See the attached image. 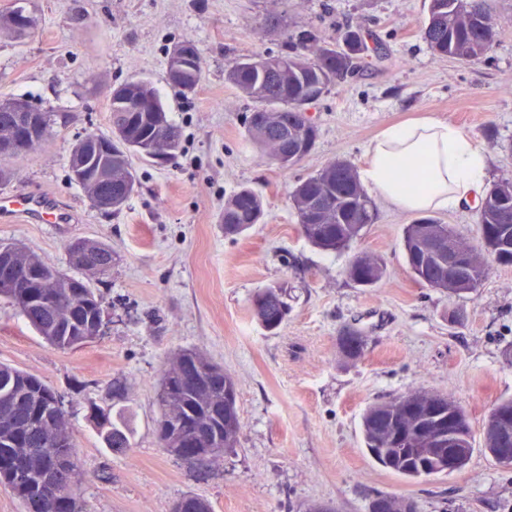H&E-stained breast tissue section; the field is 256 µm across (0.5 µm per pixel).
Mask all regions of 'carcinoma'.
Returning a JSON list of instances; mask_svg holds the SVG:
<instances>
[{"label": "carcinoma", "instance_id": "obj_1", "mask_svg": "<svg viewBox=\"0 0 512 512\" xmlns=\"http://www.w3.org/2000/svg\"><path fill=\"white\" fill-rule=\"evenodd\" d=\"M427 22L421 37L434 55L462 62H476L487 56L495 37V0H471V8L461 0H428ZM184 51L183 93L195 91L203 68L202 53L193 42H181ZM254 58L271 63L270 69L259 70L237 62L227 79L240 93L254 102L245 127L249 140L262 156L283 169L301 163L314 149L319 127L306 117L312 104L331 87L364 75L387 59L383 43L366 27L350 25L337 30L336 41L327 42L314 29L290 34L276 55L256 54ZM112 136L110 152L103 165L112 175V188H121L112 196V210L122 206L136 192L137 183L130 157L139 154L159 160L174 154L181 141V130L168 120L157 90L147 81L131 83L126 93L112 99ZM304 238L323 251L337 252L351 246L373 223L375 202L364 190L355 167L346 160L326 164L317 173L300 180L289 195ZM478 232L499 231L505 224L512 229V181L493 183L477 207ZM263 201L253 190L242 187L224 199L221 223L224 234L236 236L260 222ZM444 225L433 216L421 215L404 230V239H430ZM458 247L472 262L475 279L482 280L493 263L481 246L454 234ZM14 263L20 268L42 267L51 272L43 286L28 293L26 288H0V296L9 299L37 333L51 346L70 351L88 343L95 336L100 300L95 289L83 280L56 270L47 259L20 246L10 245ZM85 253L70 259L83 272L105 276L112 269V248L102 241H84ZM385 275L380 257L369 252L356 256L346 268L347 278L362 288H373ZM415 281L427 288L450 294L470 292V288L452 285L434 270ZM264 301L253 306V316L263 330L275 334L288 317L289 307L281 286H268L260 291ZM339 351L346 361L364 354L365 340L355 329H347L338 337ZM199 363L215 368L204 356L191 349L175 353L165 364L158 391L160 416L157 424L175 425L185 421L205 422L212 413L224 409V394L236 391L232 376L224 374V383L214 386L188 383L172 391L168 382ZM437 398L430 391H416L405 396L369 406L362 418V435L368 454L374 459H388L386 468L409 479L428 478L422 463L424 451L434 447L433 437L415 432L416 416L408 412L414 404L426 410ZM104 443L119 452L129 447L126 430L112 420V409L90 407ZM402 423L407 437L395 442L389 425ZM243 423L237 410L224 417V425L210 429L212 454L208 461L238 446ZM53 449L62 456H75L73 431L60 396L39 377L0 363V456L10 454L22 459L26 466L19 473L0 478L13 491L22 512H60L55 499H71L69 512H84L80 489L86 479L78 464L66 475L51 479L43 470L41 450Z\"/></svg>", "mask_w": 512, "mask_h": 512}]
</instances>
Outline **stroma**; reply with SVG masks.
<instances>
[{
	"instance_id": "stroma-1",
	"label": "stroma",
	"mask_w": 512,
	"mask_h": 512,
	"mask_svg": "<svg viewBox=\"0 0 512 512\" xmlns=\"http://www.w3.org/2000/svg\"><path fill=\"white\" fill-rule=\"evenodd\" d=\"M497 37L475 64L431 53L419 30L425 0H26L36 28L0 33V100L21 98L58 115L35 150L0 160L13 173L0 194L43 193L70 211L68 224L0 223L18 243L77 276L69 241L112 247V270L91 279L107 315L102 335L72 351L49 345L0 297V362L34 374L62 398L76 439L84 512H170L192 494L213 512H365L379 493L418 512H512V468L484 450L483 423L512 398V267L490 264L476 291L451 295L417 284L403 233L413 213L378 205L373 224L342 252L300 234L289 193L328 161L354 167L391 125L425 117L454 124L488 157L487 183L512 180V0H497ZM341 25L370 27L388 54L381 67L333 87L309 113L320 128L311 155L282 169L262 159L244 126L252 103L227 79L244 55L279 52L287 32L314 28L334 41ZM196 42L204 65L194 93L167 80L171 48ZM131 78L151 82L179 148L158 166L133 158L138 188L117 211L98 209L70 179L69 156L89 133H111L108 96ZM247 186L263 199L260 224L228 236L224 200ZM380 256L382 282L362 288L345 269ZM286 287L278 334L252 316L261 288ZM359 330L366 346L347 363L337 338ZM194 349L237 382L244 431L235 450L204 469L162 447L157 393L164 363ZM125 387L113 399V381ZM419 389L466 410L473 452L460 471L410 481L374 462L361 435L372 404ZM113 408L131 446L106 448L90 406Z\"/></svg>"
}]
</instances>
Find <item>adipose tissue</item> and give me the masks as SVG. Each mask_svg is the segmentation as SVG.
I'll return each instance as SVG.
<instances>
[{"label":"adipose tissue","mask_w":512,"mask_h":512,"mask_svg":"<svg viewBox=\"0 0 512 512\" xmlns=\"http://www.w3.org/2000/svg\"><path fill=\"white\" fill-rule=\"evenodd\" d=\"M487 157L453 124L425 118L385 129L360 171L380 201L402 211L456 209L484 190Z\"/></svg>","instance_id":"1"}]
</instances>
